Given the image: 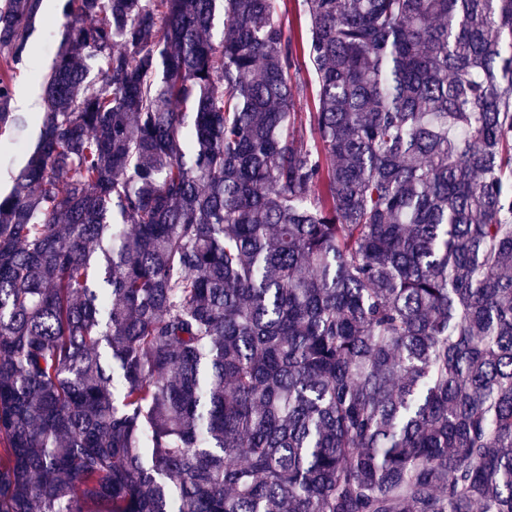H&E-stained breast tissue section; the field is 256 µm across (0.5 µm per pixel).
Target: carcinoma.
<instances>
[{"label": "carcinoma", "mask_w": 512, "mask_h": 512, "mask_svg": "<svg viewBox=\"0 0 512 512\" xmlns=\"http://www.w3.org/2000/svg\"><path fill=\"white\" fill-rule=\"evenodd\" d=\"M297 2L65 0L0 512H512V0Z\"/></svg>", "instance_id": "carcinoma-1"}]
</instances>
